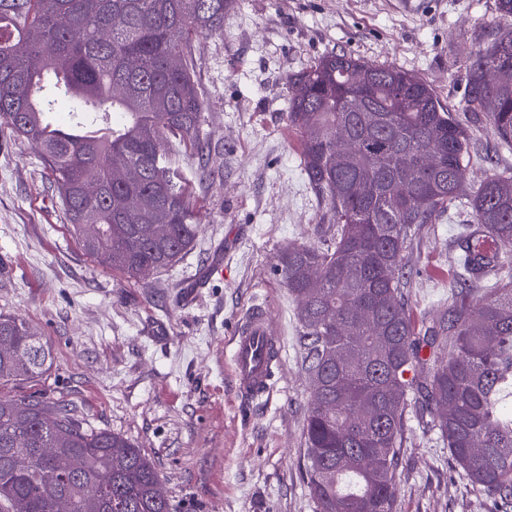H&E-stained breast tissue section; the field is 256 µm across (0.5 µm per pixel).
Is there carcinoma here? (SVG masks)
Returning a JSON list of instances; mask_svg holds the SVG:
<instances>
[{
  "instance_id": "cac0c4a2",
  "label": "carcinoma",
  "mask_w": 512,
  "mask_h": 512,
  "mask_svg": "<svg viewBox=\"0 0 512 512\" xmlns=\"http://www.w3.org/2000/svg\"><path fill=\"white\" fill-rule=\"evenodd\" d=\"M232 5L0 0V124L40 146L85 254L128 278L168 269L194 245L193 190L161 143L202 150L191 40L223 30ZM478 39L492 52L466 67L464 111L512 148V87L487 86L481 72L512 66V28ZM288 84L287 125L325 204L323 241L276 263L311 383L303 439L315 512H396L411 410L461 476L512 512V170L467 185L468 130L400 67L332 51ZM60 97L73 103L65 121L53 117ZM341 132L356 149L338 159ZM431 143L435 171L410 155ZM459 205L472 217L459 279L420 333L403 294L411 232ZM49 359L22 319L0 314V384L41 376ZM64 497L69 512H176L125 437L41 397L0 399V512H59Z\"/></svg>"
}]
</instances>
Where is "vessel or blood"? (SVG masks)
Segmentation results:
<instances>
[{
  "label": "vessel or blood",
  "instance_id": "b4317fda",
  "mask_svg": "<svg viewBox=\"0 0 512 512\" xmlns=\"http://www.w3.org/2000/svg\"><path fill=\"white\" fill-rule=\"evenodd\" d=\"M231 375L244 399L269 393L281 356V339L267 307L257 306L240 321L230 339Z\"/></svg>",
  "mask_w": 512,
  "mask_h": 512
}]
</instances>
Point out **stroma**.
<instances>
[{
    "label": "stroma",
    "instance_id": "stroma-1",
    "mask_svg": "<svg viewBox=\"0 0 512 512\" xmlns=\"http://www.w3.org/2000/svg\"><path fill=\"white\" fill-rule=\"evenodd\" d=\"M495 0H236L224 29L192 41L209 158H176L195 186L194 247L173 267L128 279L81 249L36 143L0 128V313L51 352L46 373L1 391L73 408L155 465L177 512H313L302 438L310 384L297 304L275 269L287 246L318 242L323 203L286 126L289 75L331 51L408 70L457 110L473 138L466 176L512 168V150L462 110L463 76ZM452 210L417 230L405 288L418 327L443 309L462 225ZM269 307L282 352L271 394L235 393L228 339ZM397 512H496L410 420Z\"/></svg>",
    "mask_w": 512,
    "mask_h": 512
}]
</instances>
